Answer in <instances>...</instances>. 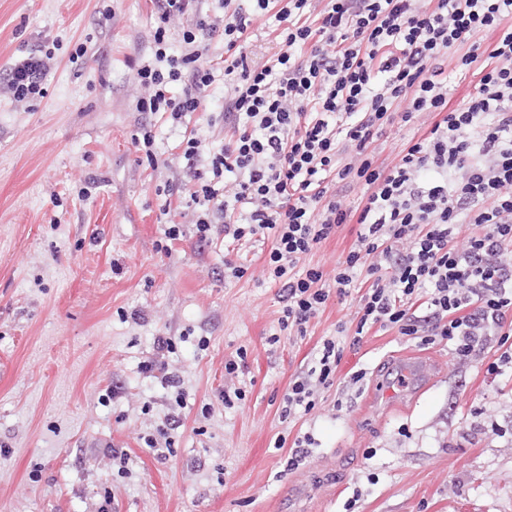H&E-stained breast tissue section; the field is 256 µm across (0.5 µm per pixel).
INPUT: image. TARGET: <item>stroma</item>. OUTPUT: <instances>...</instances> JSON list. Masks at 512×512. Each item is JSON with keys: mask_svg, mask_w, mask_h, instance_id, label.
I'll list each match as a JSON object with an SVG mask.
<instances>
[{"mask_svg": "<svg viewBox=\"0 0 512 512\" xmlns=\"http://www.w3.org/2000/svg\"><path fill=\"white\" fill-rule=\"evenodd\" d=\"M154 26L150 0H0V74L33 49L54 57L44 97L0 89V512H512V377L485 372L496 344L459 359L370 332L345 349L321 405L281 419L290 381L322 336L354 328L355 308L330 300L306 337L290 336L261 243L199 245L189 213L166 241L181 137L136 111L132 70ZM143 126L154 168L132 143ZM358 232L342 226L306 264L333 272ZM228 259L243 278H225ZM160 333L176 339L165 360L181 407L145 370ZM240 349L247 397L228 409L224 362ZM413 364L429 378L384 397L389 371ZM169 418L174 454L160 460L143 438ZM306 431L318 448L286 470L276 439ZM113 448L128 473L113 470Z\"/></svg>", "mask_w": 512, "mask_h": 512, "instance_id": "stroma-1", "label": "stroma"}]
</instances>
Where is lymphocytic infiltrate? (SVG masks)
<instances>
[{
  "label": "lymphocytic infiltrate",
  "mask_w": 512,
  "mask_h": 512,
  "mask_svg": "<svg viewBox=\"0 0 512 512\" xmlns=\"http://www.w3.org/2000/svg\"><path fill=\"white\" fill-rule=\"evenodd\" d=\"M216 26L200 0H154L151 54L134 64L140 112L183 126L215 81L209 57L224 40V140L201 153L196 133L176 156L178 190L198 242L214 234L239 246L271 239L266 278L279 284L281 329L304 337L330 299L353 301L354 329L322 337L288 385L280 416L311 413L332 388L346 346L373 327L471 357L487 338L503 352L487 374L512 373V0H217ZM273 14L278 52L247 53L254 20ZM182 21L172 31L171 21ZM495 28L498 40L473 93L448 105L442 65L468 70L456 48ZM180 53H172L173 41ZM50 53L29 52L6 72L13 98L44 96ZM427 115L391 165L376 142L388 127ZM359 186L349 208L336 186ZM358 244L333 278L299 262L341 225Z\"/></svg>",
  "instance_id": "f902f5d3"
}]
</instances>
